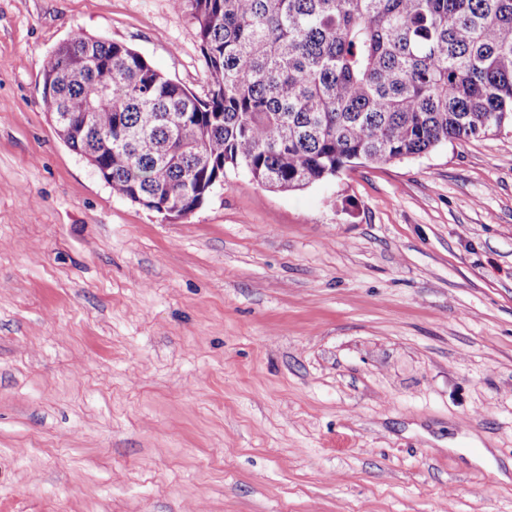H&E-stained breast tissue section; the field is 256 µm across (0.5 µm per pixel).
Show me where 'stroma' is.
I'll list each match as a JSON object with an SVG mask.
<instances>
[{
  "instance_id": "obj_1",
  "label": "stroma",
  "mask_w": 512,
  "mask_h": 512,
  "mask_svg": "<svg viewBox=\"0 0 512 512\" xmlns=\"http://www.w3.org/2000/svg\"><path fill=\"white\" fill-rule=\"evenodd\" d=\"M76 35L208 91L172 0H0V512H512V123L167 220L51 125ZM463 454L470 460V462L477 464L494 477L496 480L508 482V476L499 469L494 455L487 448H478V452L474 455L468 453L465 449Z\"/></svg>"
}]
</instances>
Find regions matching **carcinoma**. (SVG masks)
<instances>
[{
    "mask_svg": "<svg viewBox=\"0 0 512 512\" xmlns=\"http://www.w3.org/2000/svg\"><path fill=\"white\" fill-rule=\"evenodd\" d=\"M186 1L203 99L123 43L76 35L44 61L58 136L120 198L192 209L239 169L294 191L512 120V0Z\"/></svg>",
    "mask_w": 512,
    "mask_h": 512,
    "instance_id": "obj_1",
    "label": "carcinoma"
}]
</instances>
